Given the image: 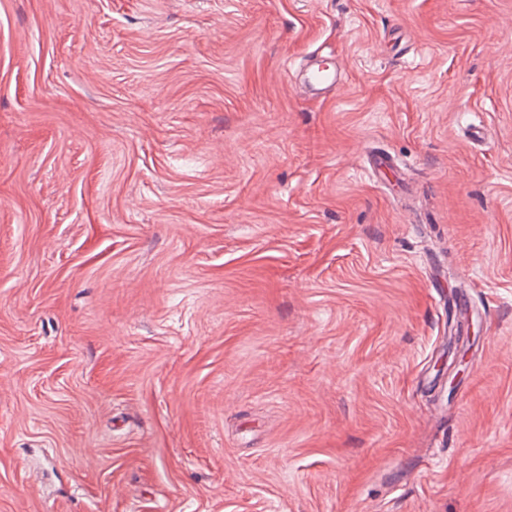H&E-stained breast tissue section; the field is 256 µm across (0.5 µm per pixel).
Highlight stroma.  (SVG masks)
Instances as JSON below:
<instances>
[{"mask_svg":"<svg viewBox=\"0 0 512 512\" xmlns=\"http://www.w3.org/2000/svg\"><path fill=\"white\" fill-rule=\"evenodd\" d=\"M0 512H512V0H0ZM344 74L345 69L336 56L319 53L308 63L304 83L313 98H323L336 90ZM365 168L374 178H387L388 175L398 176V165L393 156L384 150H374L368 157Z\"/></svg>","mask_w":512,"mask_h":512,"instance_id":"1","label":"stroma"}]
</instances>
